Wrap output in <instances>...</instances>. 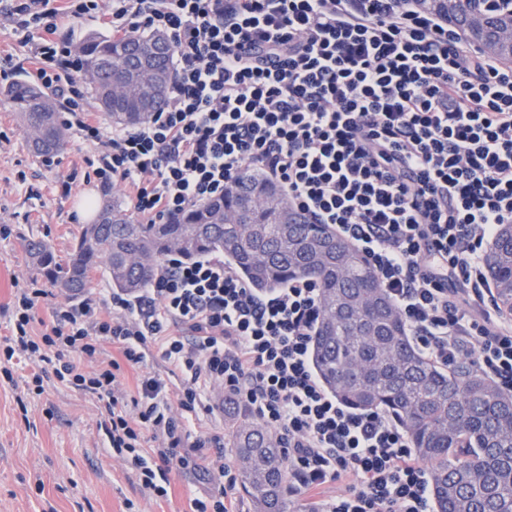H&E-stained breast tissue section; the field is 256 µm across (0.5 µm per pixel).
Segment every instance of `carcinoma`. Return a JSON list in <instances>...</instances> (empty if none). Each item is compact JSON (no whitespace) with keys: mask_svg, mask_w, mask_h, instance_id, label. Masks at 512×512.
<instances>
[{"mask_svg":"<svg viewBox=\"0 0 512 512\" xmlns=\"http://www.w3.org/2000/svg\"><path fill=\"white\" fill-rule=\"evenodd\" d=\"M448 21L497 56L512 54V0H426ZM96 99L115 124L141 123L165 97L147 105L152 84L172 79L171 45L159 33L101 37L78 47ZM145 80L118 97L107 89ZM28 129L33 151L54 156L65 142L58 105L40 88L18 81L3 91ZM112 222L88 224L69 258L60 262L43 239H30L33 265L70 297L85 294L89 272L102 267L112 287L133 293L154 275L161 259L221 252L260 289L311 277L322 286L323 318L313 361L331 391L359 408L396 415L430 467L438 512H512V392L465 362L451 369L422 356L362 255L326 224L293 210L274 182L243 174L224 198L203 203L166 224H139L123 204L105 199ZM489 270L502 309L512 315V224L491 247ZM227 445L235 449L238 480L254 512H288V471L277 438L232 398L224 397Z\"/></svg>","mask_w":512,"mask_h":512,"instance_id":"obj_1","label":"carcinoma"}]
</instances>
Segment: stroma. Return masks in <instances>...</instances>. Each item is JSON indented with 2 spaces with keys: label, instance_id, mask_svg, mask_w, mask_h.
<instances>
[{
  "label": "stroma",
  "instance_id": "obj_1",
  "mask_svg": "<svg viewBox=\"0 0 512 512\" xmlns=\"http://www.w3.org/2000/svg\"><path fill=\"white\" fill-rule=\"evenodd\" d=\"M28 142L26 125L0 97V225L10 229L0 235V334L8 331L17 289L48 291L37 304L36 316L43 320L64 299L32 265L26 240L45 239L59 258H67L86 225L83 208L104 201L103 187L84 177L90 145L68 138L49 166ZM65 181L79 202L59 195ZM31 373V366L18 364L12 381L0 378V512H190L192 498L218 487V473L174 470L168 498L143 494L103 445V403L53 385L43 394L24 395Z\"/></svg>",
  "mask_w": 512,
  "mask_h": 512
}]
</instances>
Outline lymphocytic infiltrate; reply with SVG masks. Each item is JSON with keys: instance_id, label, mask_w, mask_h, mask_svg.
Here are the masks:
<instances>
[{"instance_id": "f902f5d3", "label": "lymphocytic infiltrate", "mask_w": 512, "mask_h": 512, "mask_svg": "<svg viewBox=\"0 0 512 512\" xmlns=\"http://www.w3.org/2000/svg\"><path fill=\"white\" fill-rule=\"evenodd\" d=\"M0 16L63 124L93 145L94 180L126 189L143 223L261 172L357 249L423 356L469 360L512 390V317L487 264L512 224V66L444 16L420 0H8ZM85 18L170 38L174 80L147 122L109 129L90 111L68 25ZM44 295L18 289L0 376L26 360L32 393L50 382L103 402L99 428L149 495L168 497L171 469L215 472L223 487L192 512H242L223 434L193 423L213 413L216 389L277 434L289 493L346 481L313 512H434L431 471L402 422L349 406L316 374L317 280L262 291L223 255L171 252L136 293L56 305L37 333ZM152 355L180 373L178 396L145 371Z\"/></svg>"}]
</instances>
